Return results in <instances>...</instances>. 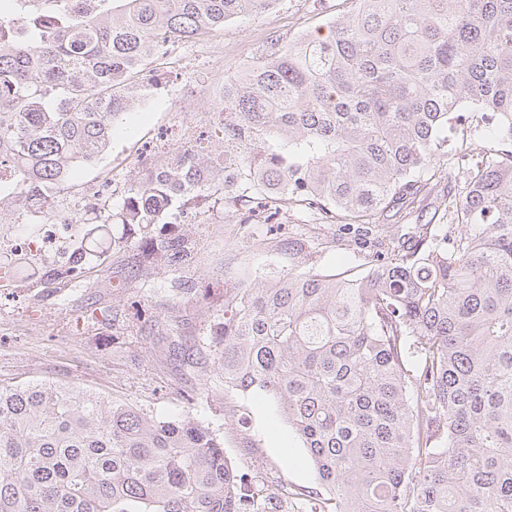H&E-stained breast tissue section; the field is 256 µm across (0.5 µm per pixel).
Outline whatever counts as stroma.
Returning a JSON list of instances; mask_svg holds the SVG:
<instances>
[{"label": "stroma", "mask_w": 512, "mask_h": 512, "mask_svg": "<svg viewBox=\"0 0 512 512\" xmlns=\"http://www.w3.org/2000/svg\"><path fill=\"white\" fill-rule=\"evenodd\" d=\"M349 6V0H278L264 14L196 36L199 44H223L219 60L201 52L164 57L148 51L130 84L134 104L126 121L133 134L114 137L104 158L82 169L74 186L58 195L54 210L73 209L87 195L95 196L98 208L108 209L127 196L143 179L139 159L168 142L176 103L207 94V87L195 81L197 72L217 67L235 76L272 37L288 40L322 29ZM0 212L11 216L9 223H0V253L12 255L18 238L37 243L49 233L55 240L19 264L13 278L0 279L1 384L49 380L160 417L188 414L223 439L224 452L241 476L259 470L288 485L315 484L305 449L270 396L225 390L224 377L212 363L185 362L167 350L176 341L207 352L223 312L225 284L241 269L274 259L287 263V255L275 256L263 247L238 253L220 223L163 224L159 233L193 243L196 258L188 265L143 267L137 234L111 224L108 239L87 256L78 281L58 291L45 278L71 266L84 225L33 220L6 196L0 198ZM116 237L124 239V246L113 247ZM199 287L204 296L182 297V289Z\"/></svg>", "instance_id": "stroma-1"}]
</instances>
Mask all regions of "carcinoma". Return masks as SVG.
Wrapping results in <instances>:
<instances>
[{"label":"carcinoma","mask_w":512,"mask_h":512,"mask_svg":"<svg viewBox=\"0 0 512 512\" xmlns=\"http://www.w3.org/2000/svg\"><path fill=\"white\" fill-rule=\"evenodd\" d=\"M276 2L0 0V195L47 217L112 143L151 46ZM326 26L224 81V159L184 153L80 217L89 237L129 227L144 265L183 264L193 244L154 229L206 223L220 180L225 229L280 230L288 269L224 287L211 353L224 388L277 402L318 487L264 495L204 423L40 381L0 385V512H512V0H351ZM462 111L502 148L455 145L458 193L442 156ZM430 200L439 223L402 224ZM345 244L361 268L316 269Z\"/></svg>","instance_id":"cac0c4a2"}]
</instances>
